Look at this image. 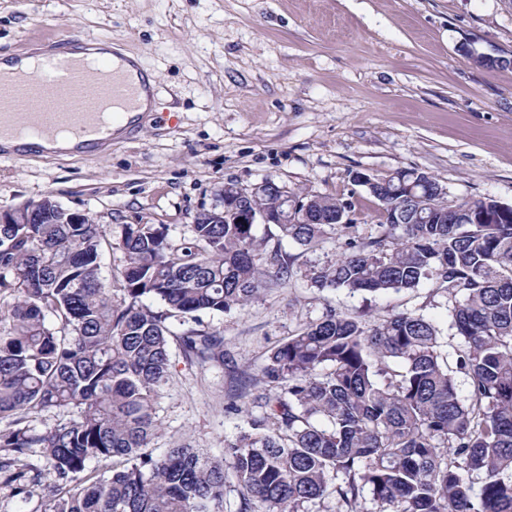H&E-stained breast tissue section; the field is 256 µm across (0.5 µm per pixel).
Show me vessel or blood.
Returning a JSON list of instances; mask_svg holds the SVG:
<instances>
[{
    "mask_svg": "<svg viewBox=\"0 0 512 512\" xmlns=\"http://www.w3.org/2000/svg\"><path fill=\"white\" fill-rule=\"evenodd\" d=\"M150 86L119 52L77 53L58 48L39 54L29 68L0 71V159L23 158L24 140H73L85 156L111 146L105 118L136 126L133 114Z\"/></svg>",
    "mask_w": 512,
    "mask_h": 512,
    "instance_id": "b4317fda",
    "label": "vessel or blood"
}]
</instances>
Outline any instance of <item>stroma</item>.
Here are the masks:
<instances>
[{
	"instance_id": "stroma-1",
	"label": "stroma",
	"mask_w": 512,
	"mask_h": 512,
	"mask_svg": "<svg viewBox=\"0 0 512 512\" xmlns=\"http://www.w3.org/2000/svg\"><path fill=\"white\" fill-rule=\"evenodd\" d=\"M67 36L138 58L157 79V109L94 158L0 160V208L50 195L100 224H166L178 238L224 183L271 179L348 200L364 234L382 210L353 173L404 168L436 177L449 199L512 206V66L463 52L512 56V0H0V53ZM329 307L415 310L451 334L432 283L372 297L293 278L214 318L223 366L173 354L156 454L186 440L221 456L242 424L224 409L228 393Z\"/></svg>"
}]
</instances>
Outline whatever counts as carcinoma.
I'll return each mask as SVG.
<instances>
[{
	"label": "carcinoma",
	"mask_w": 512,
	"mask_h": 512,
	"mask_svg": "<svg viewBox=\"0 0 512 512\" xmlns=\"http://www.w3.org/2000/svg\"><path fill=\"white\" fill-rule=\"evenodd\" d=\"M411 224L364 235L352 204L312 192L307 217L260 237L203 209L178 240L165 224H0V474L31 495L27 472L51 478L44 512H221L233 479L240 512H306L328 496L336 512H512V218L449 224L412 199L434 184L414 168L377 178ZM495 203L461 204L478 216ZM301 254L333 257L295 268ZM123 253L117 275L102 257ZM317 289L377 296L423 282L446 293L462 346L449 357L439 327L416 311L375 318L329 307L272 347L248 385L228 394L244 427L215 459L181 445L150 450L154 404L172 345L199 365L224 363V332L204 321L242 310L295 275ZM161 306L155 310L147 301ZM467 378L459 395L456 376ZM72 418L36 433L45 411ZM42 449L44 468L25 462ZM112 469H107V463Z\"/></svg>",
	"instance_id": "obj_1"
}]
</instances>
